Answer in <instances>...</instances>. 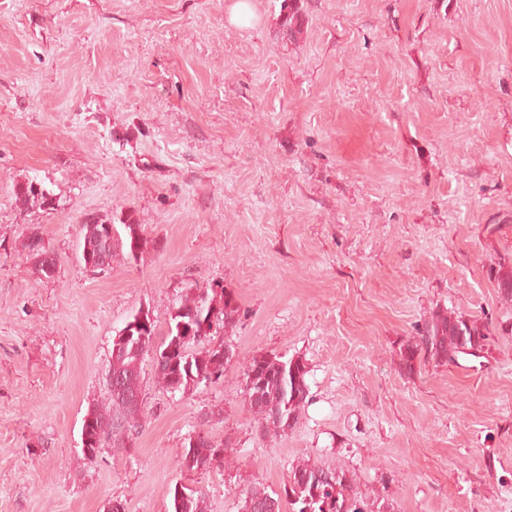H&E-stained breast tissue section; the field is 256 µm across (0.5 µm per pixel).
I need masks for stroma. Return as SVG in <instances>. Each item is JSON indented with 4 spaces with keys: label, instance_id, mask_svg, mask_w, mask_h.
<instances>
[{
    "label": "stroma",
    "instance_id": "obj_1",
    "mask_svg": "<svg viewBox=\"0 0 512 512\" xmlns=\"http://www.w3.org/2000/svg\"><path fill=\"white\" fill-rule=\"evenodd\" d=\"M236 2L0 0V512H168L177 484L239 512L303 460L385 512H512V0H302L295 42L280 0L245 24ZM28 181L45 207L16 204ZM98 216L144 251L87 271ZM216 283L240 307L223 379L171 394L145 360L138 434L86 463L115 333ZM446 312L485 357L406 364ZM258 354L309 369L286 433L244 401ZM199 431L223 469H179Z\"/></svg>",
    "mask_w": 512,
    "mask_h": 512
}]
</instances>
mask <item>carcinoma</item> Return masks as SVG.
I'll return each mask as SVG.
<instances>
[{"label":"carcinoma","mask_w":512,"mask_h":512,"mask_svg":"<svg viewBox=\"0 0 512 512\" xmlns=\"http://www.w3.org/2000/svg\"><path fill=\"white\" fill-rule=\"evenodd\" d=\"M282 26L293 38L301 32L303 22L300 0H282ZM17 204L43 206L48 203L43 191L29 186L14 191ZM126 235H121L112 219L95 217L80 226L81 248H90L94 254L107 259L114 257L118 248L130 254L142 252L145 240L141 225L123 222ZM498 288L512 298V266L503 264L496 272ZM239 306L234 295L223 288L187 291L179 306L172 312L165 337L156 344V324L151 333L141 338L131 322L116 333L124 337L118 353L112 355L107 378L112 380L110 401L106 405L91 404V436L95 446L92 455L84 456L88 463L96 462L104 442L115 432H133L142 427L143 401L140 377L146 357L156 351L164 356V363L156 368L158 383L170 393L186 392L207 386L224 376L226 365L233 358L229 346L214 341L217 325L235 322ZM489 342L486 325L463 318L435 314L426 324L419 340L407 345L405 361L411 362L425 352L436 363L457 365L463 356L481 358ZM308 368L300 358L255 355L243 367L242 385L251 411L266 431L275 433L292 429L299 420L308 396L306 376ZM224 461V447L206 435L195 436L182 449L180 470L208 471ZM371 512L370 501L357 492L352 479L341 470H331L308 463L297 465L291 471L288 486L283 493H268L263 487H252L245 492L241 512ZM169 512H207L205 498L183 486H174Z\"/></svg>","instance_id":"carcinoma-1"}]
</instances>
